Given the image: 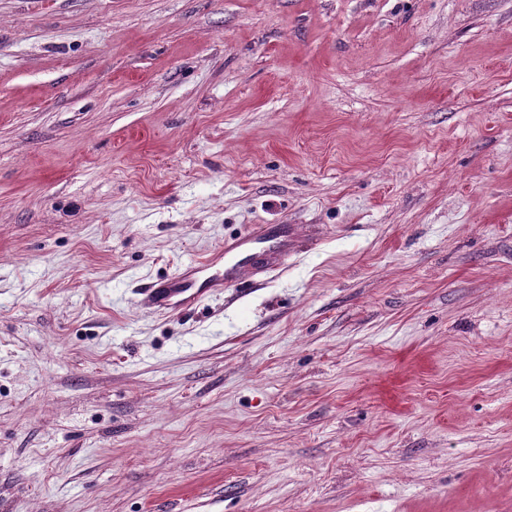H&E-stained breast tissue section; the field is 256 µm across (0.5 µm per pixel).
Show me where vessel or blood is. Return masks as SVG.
I'll use <instances>...</instances> for the list:
<instances>
[{
    "label": "vessel or blood",
    "instance_id": "1",
    "mask_svg": "<svg viewBox=\"0 0 512 512\" xmlns=\"http://www.w3.org/2000/svg\"><path fill=\"white\" fill-rule=\"evenodd\" d=\"M288 256L287 244L279 241L272 228L261 226L143 288L141 303L158 314L186 312L211 292L250 280L257 273L282 270Z\"/></svg>",
    "mask_w": 512,
    "mask_h": 512
}]
</instances>
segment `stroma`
Instances as JSON below:
<instances>
[{"mask_svg":"<svg viewBox=\"0 0 512 512\" xmlns=\"http://www.w3.org/2000/svg\"><path fill=\"white\" fill-rule=\"evenodd\" d=\"M0 512H512V0H0ZM292 254L272 228L260 226L143 288L141 304L158 314L186 312L207 294L250 280L254 273L282 270Z\"/></svg>","mask_w":512,"mask_h":512,"instance_id":"stroma-1","label":"stroma"}]
</instances>
